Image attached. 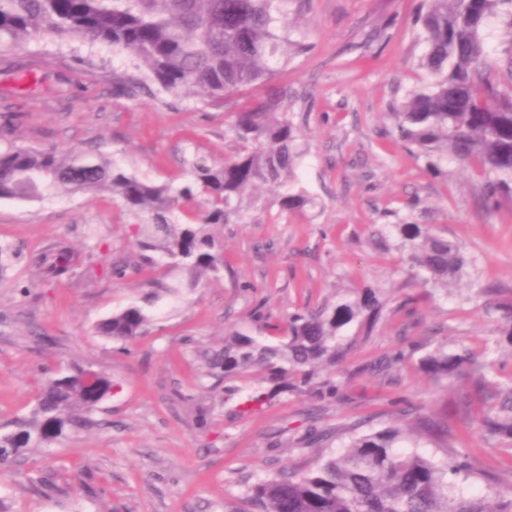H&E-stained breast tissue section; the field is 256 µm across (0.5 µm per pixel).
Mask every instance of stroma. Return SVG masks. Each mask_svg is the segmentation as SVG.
Instances as JSON below:
<instances>
[{
    "label": "stroma",
    "mask_w": 512,
    "mask_h": 512,
    "mask_svg": "<svg viewBox=\"0 0 512 512\" xmlns=\"http://www.w3.org/2000/svg\"><path fill=\"white\" fill-rule=\"evenodd\" d=\"M420 0H286L300 53L272 60L275 82L296 93L297 187L315 207L221 228L224 268L184 287V271H160L136 245L138 216L109 192L57 194L39 201L0 200V245L14 260L0 274V429L29 415L47 375L71 364L112 377L94 424L47 448L26 452L0 473L10 512H245L247 484L280 470L307 471L320 452L340 453L346 430L376 429L410 407L455 421L452 448L502 483L512 482V450L488 444L459 424L464 382L436 390L409 345L431 350L446 339L482 355L501 323L477 299L481 287L512 289V202L485 212L480 178L452 159L430 170L408 151L389 118L426 74L414 17ZM385 27L378 43L366 32ZM133 60L102 43L45 36L17 49L0 68V148L102 152L115 165L155 183L181 184L201 155L220 165L240 145L226 133L256 84L223 101L174 95L158 86L129 98L113 75H136ZM402 221L430 225L457 242L473 264L447 295L427 297L406 282L400 255L382 231ZM77 259L69 274L44 267L62 247ZM124 268L114 277L113 266ZM374 289L385 300L371 335L347 331L332 368L335 398L297 388L262 409L238 412V391L258 376L225 378L206 355L227 333H251L260 316L281 319L334 305L346 291ZM150 317L146 333L120 348L97 324L130 306ZM331 433L323 448L312 432ZM50 479L51 488L41 485Z\"/></svg>",
    "instance_id": "stroma-1"
}]
</instances>
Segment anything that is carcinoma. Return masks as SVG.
Listing matches in <instances>:
<instances>
[{
  "label": "carcinoma",
  "mask_w": 512,
  "mask_h": 512,
  "mask_svg": "<svg viewBox=\"0 0 512 512\" xmlns=\"http://www.w3.org/2000/svg\"><path fill=\"white\" fill-rule=\"evenodd\" d=\"M284 0H0V63L9 53L48 33L78 36L109 44L129 55L144 77L114 75L117 91L135 95L146 82L170 93L192 90L217 101L224 95L269 82V62L290 45ZM492 18L507 26L509 39L500 56L486 51L483 30ZM424 52L420 65L430 81L410 89L391 113L399 140L426 160L452 156L477 165L483 209L492 211L512 200V0H422L417 16ZM288 86L246 102L234 113L229 130L241 144L236 157L213 166L205 158L192 163L193 180L174 189L153 184L88 151L0 150V199L36 200L50 194L110 192L124 207L144 217L138 247L144 259L193 276L216 273L224 266L223 248L214 230L243 224L251 207L268 204L251 195L262 183L279 192L271 204L277 218L313 203L289 181L298 157L296 113ZM181 213L178 219L175 213ZM401 270L436 295L464 275L470 261L454 242L429 231L425 224L387 225ZM72 255L58 250L47 265L55 277L69 270ZM503 312L499 335L512 343V297H498ZM384 302L363 288L334 306L295 313L288 318L285 339L235 332L224 347L206 354L224 378L257 372L270 384L242 399L247 411L288 392V378L322 398L336 397L330 378L313 382L312 368L336 364L343 332L357 323L370 333L381 318ZM149 317L130 306L106 318L97 333L127 345L143 335ZM501 340L486 347L484 358L462 346L439 342L419 362L443 389L471 380L483 391V407L471 414L468 395L461 397L459 420L493 445L512 448V377L499 379L492 354ZM82 368L71 377L44 380L31 414L0 433V469L11 468L25 450L62 439L88 422L97 395L113 388L111 376L98 374L99 394L84 389ZM453 424L415 408L413 424L399 420L369 433L349 428L345 450L320 458L305 472H282L247 486L253 512H512V482H487L489 495L471 498L458 483L478 477L463 455L425 454V447L447 448ZM410 450H402V445Z\"/></svg>",
  "instance_id": "carcinoma-1"
}]
</instances>
